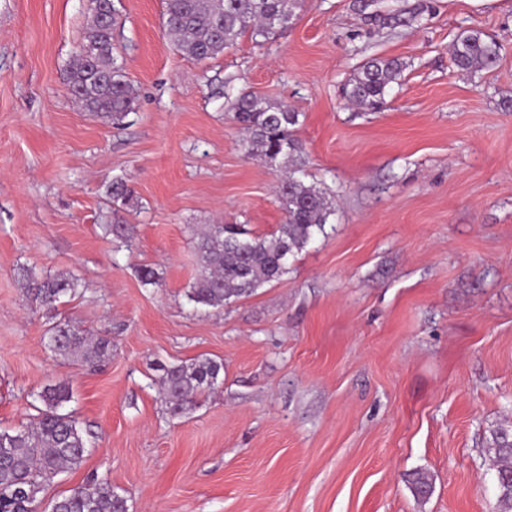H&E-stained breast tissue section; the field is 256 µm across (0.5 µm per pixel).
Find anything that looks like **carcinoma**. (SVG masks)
Wrapping results in <instances>:
<instances>
[{"mask_svg": "<svg viewBox=\"0 0 512 512\" xmlns=\"http://www.w3.org/2000/svg\"><path fill=\"white\" fill-rule=\"evenodd\" d=\"M92 21L69 71L74 98L92 115L120 121L133 109L135 97L113 55V29L117 24L112 0H91ZM294 0H166L164 26L185 55L204 61L224 52L248 33L267 40L288 29ZM398 14H373L369 21L396 27L414 21ZM452 60L461 71L492 70L500 60L494 38L467 30L452 44ZM395 59L371 58L347 84L349 102L377 112L386 104L391 83L401 75ZM232 118L244 134L241 147L258 155L282 173L277 195L285 220L271 237L250 234L239 224H211L196 243L199 270L189 286L188 299L195 306L222 308L232 299L250 295L257 288L288 274L289 257L319 234L334 214L326 192L306 181L308 173L302 146L295 137L299 113L275 105L266 97L243 92L231 105ZM18 282L29 299L54 309L62 299L76 294L77 278L70 274H42L33 266L18 269ZM47 345L62 358H72L96 368L112 355V338L91 336L70 321L49 329ZM223 364L214 360L174 364L164 368L163 394L175 413L217 382ZM44 404L34 420L17 430H0V512H35L41 483L80 467L87 450L86 432L77 420L60 409L70 400L64 381L48 385L40 394ZM497 501L500 512H512V430L501 427L492 434ZM414 497L427 499L433 480L422 470L409 475ZM51 512H127L125 499L106 479H92L56 498Z\"/></svg>", "mask_w": 512, "mask_h": 512, "instance_id": "carcinoma-1", "label": "carcinoma"}]
</instances>
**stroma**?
<instances>
[{"label":"stroma","instance_id":"stroma-1","mask_svg":"<svg viewBox=\"0 0 512 512\" xmlns=\"http://www.w3.org/2000/svg\"><path fill=\"white\" fill-rule=\"evenodd\" d=\"M132 111L77 104L66 76L90 0H0V428L30 423L47 384L87 432L82 465L42 502L93 477L128 512H497L491 433L512 426V0H299L273 39L197 61L178 52L163 0H113ZM415 15L380 28L373 13ZM501 46L462 72L458 33ZM372 57L403 65L388 106L347 104ZM261 94L299 114L326 232L289 273L221 309H194L196 233L284 221L277 172L244 152L232 101ZM125 181L129 206L107 188ZM133 225L130 244L103 225ZM79 279L31 306L15 272ZM154 270L143 284L141 267ZM112 339L98 370L55 357L51 325ZM210 358L217 384L173 414L162 366ZM428 472L417 500L406 481Z\"/></svg>","mask_w":512,"mask_h":512}]
</instances>
